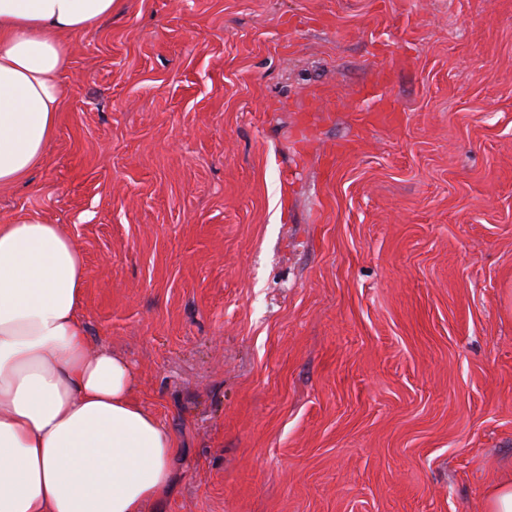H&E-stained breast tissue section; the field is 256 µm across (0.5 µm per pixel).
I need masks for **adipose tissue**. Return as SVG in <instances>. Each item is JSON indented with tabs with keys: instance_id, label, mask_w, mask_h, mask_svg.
<instances>
[{
	"instance_id": "obj_1",
	"label": "adipose tissue",
	"mask_w": 512,
	"mask_h": 512,
	"mask_svg": "<svg viewBox=\"0 0 512 512\" xmlns=\"http://www.w3.org/2000/svg\"><path fill=\"white\" fill-rule=\"evenodd\" d=\"M123 0H0V186L45 158L74 36ZM86 269L60 225L0 222V512H149L175 438L131 397L136 374L92 345Z\"/></svg>"
}]
</instances>
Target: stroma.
Masks as SVG:
<instances>
[{"label": "stroma", "instance_id": "1", "mask_svg": "<svg viewBox=\"0 0 512 512\" xmlns=\"http://www.w3.org/2000/svg\"><path fill=\"white\" fill-rule=\"evenodd\" d=\"M59 84L0 221L82 251L91 339L179 448L152 512H480L512 470V0H124Z\"/></svg>", "mask_w": 512, "mask_h": 512}]
</instances>
